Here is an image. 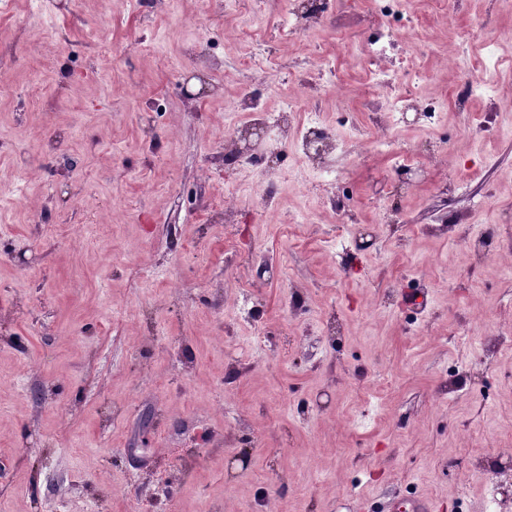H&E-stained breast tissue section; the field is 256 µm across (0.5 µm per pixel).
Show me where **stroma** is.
I'll use <instances>...</instances> for the list:
<instances>
[{
  "label": "stroma",
  "instance_id": "35a3bbf8",
  "mask_svg": "<svg viewBox=\"0 0 512 512\" xmlns=\"http://www.w3.org/2000/svg\"><path fill=\"white\" fill-rule=\"evenodd\" d=\"M404 9L410 39L433 47L408 62L437 114L394 131L426 175L401 192L396 153L364 150L375 0H331L290 40L281 0L0 11V512H159L165 482L181 512H261L269 497L275 512H389L422 495L434 512H481L479 461L512 456V346L479 343L489 321L512 339V250L477 266L435 226L512 212V103L451 104L481 73L485 33L496 91L512 94V9ZM203 44L219 87L190 99L179 82ZM249 86L267 111L303 96L322 112L348 188L313 200L292 150L264 178L225 165ZM230 185L248 193L224 225L212 210ZM340 230L338 256L325 245ZM243 298L258 325L237 317Z\"/></svg>",
  "mask_w": 512,
  "mask_h": 512
}]
</instances>
